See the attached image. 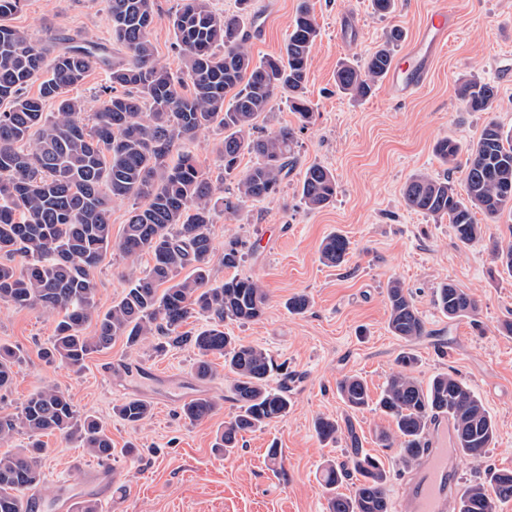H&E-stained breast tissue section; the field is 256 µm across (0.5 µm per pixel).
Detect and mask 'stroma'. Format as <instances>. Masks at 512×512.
<instances>
[{
	"instance_id": "35a3bbf8",
	"label": "stroma",
	"mask_w": 512,
	"mask_h": 512,
	"mask_svg": "<svg viewBox=\"0 0 512 512\" xmlns=\"http://www.w3.org/2000/svg\"><path fill=\"white\" fill-rule=\"evenodd\" d=\"M304 1L319 29L306 89L312 117L300 123L279 95L256 129L263 136L295 128L296 168L276 197L243 202L235 220L216 213L210 226L212 284L247 276L269 296L260 320H228L224 330L265 349L280 364L270 384H287L292 407L283 419L244 434L232 453L219 454L215 436L236 411L230 380L222 374L198 379L192 349L158 352L147 345L132 351L118 341L92 354L76 373L40 355L54 335L55 315L0 304V343L23 356L11 387L0 391V414L54 384L81 414L105 426L116 450L102 464L60 435L44 437L42 512H54L53 500L79 471L102 465L111 475L112 505L97 512H328L320 473L327 461H343L346 448L341 439L321 440L315 420L348 414L336 390L344 377H362L371 398H378L404 351L416 356L412 374L421 383L456 372L496 423V442L482 461L458 458L462 483L479 482L489 468L512 470V334L500 329L512 320V272L493 254L495 247L512 245V214L492 223L476 214L487 232L464 246L447 220L408 209L402 195L417 172L461 185V172L436 156L437 141L450 138L469 147L491 120L512 130V0H396L393 13L385 16L375 13L372 0H251L246 33L254 60L279 54ZM178 3L155 0L159 19L151 33L157 59L174 73L181 71L182 58L168 18ZM444 6L454 12L456 26L432 61L427 83L411 98L393 97L383 83L364 101L339 91L335 73L341 61L365 57L394 27L403 31L395 49L403 54L427 14ZM11 23L36 40L79 35L112 42L107 0H25ZM473 79L495 86L491 111H470L457 95L458 84ZM223 137V129L210 127L192 146L219 198L236 184L218 158ZM314 163L331 169L337 180L335 198L320 210L308 209L300 194L302 174ZM333 234L350 241V255L339 267L320 259L322 241ZM234 238L245 248L242 262L231 269L224 265V248ZM151 263L146 254L131 261L109 251L95 270L100 311L122 297L130 270L143 271ZM394 278L410 291L426 323L427 336L413 342L393 336L387 326L386 287ZM446 282L476 299V318L451 319L435 307V293ZM296 294L309 298L305 313L286 307ZM137 366L156 368L158 375L132 376ZM188 392L218 398L220 410L200 423L183 419L180 408ZM129 398L149 401L151 417L132 425L115 416L113 406ZM351 417L364 448L389 471L387 495L398 503L408 493L413 469L403 463L399 446L381 445V436L394 430L391 418L371 407ZM130 444L136 447L131 454L125 451ZM273 445L280 451L274 462L267 456Z\"/></svg>"
}]
</instances>
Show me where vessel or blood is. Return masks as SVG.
<instances>
[{
    "mask_svg": "<svg viewBox=\"0 0 512 512\" xmlns=\"http://www.w3.org/2000/svg\"><path fill=\"white\" fill-rule=\"evenodd\" d=\"M453 27V14L440 8L429 14L414 35L409 50L395 60L387 77L389 90L399 98L410 97L425 83L438 49ZM448 425L436 423L429 435V448L409 482V512H447L450 497L460 486L454 453L447 443ZM111 479L106 471L83 475L79 481L86 495L108 497Z\"/></svg>",
    "mask_w": 512,
    "mask_h": 512,
    "instance_id": "vessel-or-blood-1",
    "label": "vessel or blood"
}]
</instances>
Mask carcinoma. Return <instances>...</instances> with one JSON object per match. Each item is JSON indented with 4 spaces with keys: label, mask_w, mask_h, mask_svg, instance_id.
Here are the masks:
<instances>
[{
    "label": "carcinoma",
    "mask_w": 512,
    "mask_h": 512,
    "mask_svg": "<svg viewBox=\"0 0 512 512\" xmlns=\"http://www.w3.org/2000/svg\"><path fill=\"white\" fill-rule=\"evenodd\" d=\"M24 0H0V252L20 257L17 264L0 263V303L17 309L39 308L57 314L50 346L42 358L73 370L90 355L122 341L131 350L150 342L155 349L192 348L195 374L216 375L212 356L224 359L232 375L230 390L237 411L224 422L214 448L229 453L243 435L285 417L291 406L288 391L270 386L274 363L261 347L244 344L224 333V321L242 324L261 319L267 293L249 277L232 276L210 284L213 250L210 224L217 206L225 217L238 216L241 203L263 201L280 193L295 166V130L279 128L254 136L258 118L271 108L278 93L302 122L311 118L305 96L309 61L318 26L307 5L299 7L284 52L254 61L245 45V20L250 0H239L241 12H214L210 0H182L171 15L175 45L184 61L180 74L170 72L155 56L150 40L155 21L153 0H107L112 23V49L73 37L66 46L37 42L9 24ZM403 37L390 31L376 51L360 60L343 61L336 70L338 89L356 100L369 98L385 76L393 46ZM103 68L109 93L84 122L82 101L67 95L81 83L92 64ZM39 81L38 91L27 87ZM457 94L473 112L493 109L496 89L489 83L466 80ZM56 104L54 112L46 103ZM217 124L224 128L218 148L224 172L237 170L241 155L254 162L241 172L235 195L214 200L215 189L199 168L190 143ZM175 162H167L174 148ZM440 160L462 168L464 193L448 180L416 173L407 181L403 200L410 209L437 220L448 218L457 240L467 245L484 233L474 219L480 210L488 220L512 212V132L488 122L478 141L458 160L461 146L452 139L437 142ZM336 175L313 163L300 179L301 199L310 210L326 207L336 196ZM138 200L128 212L122 238L112 244V202ZM128 257L143 253L153 265L131 272L122 298L105 312L97 303L94 269L112 247ZM350 242L341 234L321 245L322 261L340 266L347 261ZM243 258L237 239L224 248V267L235 268ZM189 271L181 276L183 271ZM388 329L412 342L427 335L425 321L408 289L397 279L386 288ZM435 305L449 318L474 314L477 301L451 282L442 284ZM204 317L207 328L192 333L182 327ZM94 324L87 335L85 326ZM18 350L0 345V389L13 380ZM415 357L403 352L398 369L386 382L375 409L395 425L406 465L419 462L428 447L429 426L440 415L451 418L457 454L481 461L496 440V425L481 398L456 375H435L425 385L411 375ZM348 409L361 412L370 405L365 381L347 376L338 384ZM220 409L218 399L200 396L183 403L192 423L205 421ZM113 411L137 424L151 414V405L131 398ZM315 431L323 441L344 437L346 461L330 462L322 487L330 493L329 512H389L387 471L382 460L363 448L350 416L320 417ZM57 433L74 441L88 455L112 459V438L91 416L80 414L68 394L47 384L33 392L14 412L0 414V512H25L22 493L45 484L36 460L40 437ZM19 434L29 447L13 448ZM358 475L351 494L338 491L343 480ZM512 500V472L488 469L460 499L459 512H494L496 503Z\"/></svg>",
    "instance_id": "cac0c4a2"
}]
</instances>
